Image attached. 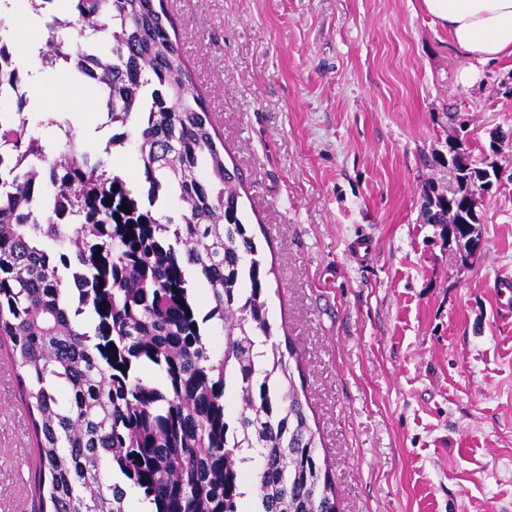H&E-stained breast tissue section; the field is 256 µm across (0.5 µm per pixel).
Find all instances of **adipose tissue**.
<instances>
[{"mask_svg": "<svg viewBox=\"0 0 512 512\" xmlns=\"http://www.w3.org/2000/svg\"><path fill=\"white\" fill-rule=\"evenodd\" d=\"M422 6L468 58L463 82H476L485 64L512 58V0H422Z\"/></svg>", "mask_w": 512, "mask_h": 512, "instance_id": "adipose-tissue-1", "label": "adipose tissue"}]
</instances>
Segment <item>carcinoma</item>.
Instances as JSON below:
<instances>
[{"instance_id":"1","label":"carcinoma","mask_w":512,"mask_h":512,"mask_svg":"<svg viewBox=\"0 0 512 512\" xmlns=\"http://www.w3.org/2000/svg\"><path fill=\"white\" fill-rule=\"evenodd\" d=\"M50 29L42 66L61 61L83 80L93 56L108 122L142 114V179L130 186L69 128L50 153L19 104L0 114V346L28 408L39 512H128L130 490L150 512H245L244 449L263 461L252 512H337L298 352L274 339V267L167 0H73ZM450 120L455 188L423 203L444 232L480 223L476 196L501 173L462 148L469 119ZM170 198L176 218L159 213ZM195 280L209 293L204 314ZM208 326L224 332L220 355Z\"/></svg>"}]
</instances>
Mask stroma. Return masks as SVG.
Segmentation results:
<instances>
[{"label": "stroma", "mask_w": 512, "mask_h": 512, "mask_svg": "<svg viewBox=\"0 0 512 512\" xmlns=\"http://www.w3.org/2000/svg\"><path fill=\"white\" fill-rule=\"evenodd\" d=\"M183 55L240 168L273 262L269 316L301 356L340 512H512V181L477 199L462 258L424 223L453 187L449 113L472 159L512 129V59L468 60L420 0H167ZM46 140L82 82L45 72ZM33 440L0 358V512H34Z\"/></svg>", "instance_id": "obj_1"}]
</instances>
